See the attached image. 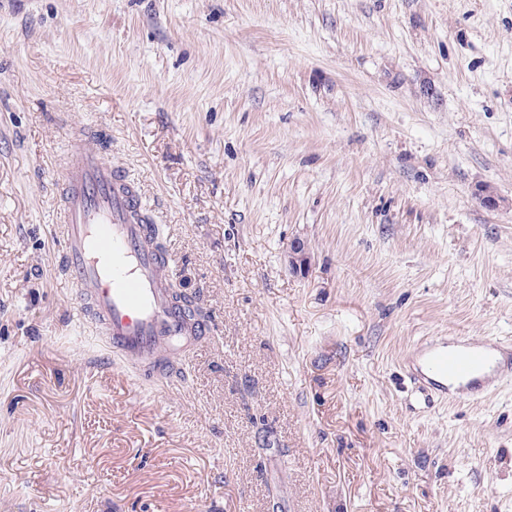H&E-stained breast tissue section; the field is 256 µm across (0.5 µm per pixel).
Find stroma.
<instances>
[{
  "label": "stroma",
  "mask_w": 512,
  "mask_h": 512,
  "mask_svg": "<svg viewBox=\"0 0 512 512\" xmlns=\"http://www.w3.org/2000/svg\"><path fill=\"white\" fill-rule=\"evenodd\" d=\"M79 138L211 322L167 377L73 306ZM440 336L512 342V0H0V512H512Z\"/></svg>",
  "instance_id": "obj_1"
}]
</instances>
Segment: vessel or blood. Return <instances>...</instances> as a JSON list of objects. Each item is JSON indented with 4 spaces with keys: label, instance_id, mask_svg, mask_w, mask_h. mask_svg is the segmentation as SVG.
I'll use <instances>...</instances> for the list:
<instances>
[{
    "label": "vessel or blood",
    "instance_id": "1",
    "mask_svg": "<svg viewBox=\"0 0 512 512\" xmlns=\"http://www.w3.org/2000/svg\"><path fill=\"white\" fill-rule=\"evenodd\" d=\"M61 188L64 269L83 316L109 350L166 375L175 356L207 335L209 322L173 298L167 272L174 258L142 223L138 188L80 140ZM510 376L512 346L440 338L420 345L413 379L437 394L477 399Z\"/></svg>",
    "mask_w": 512,
    "mask_h": 512
}]
</instances>
